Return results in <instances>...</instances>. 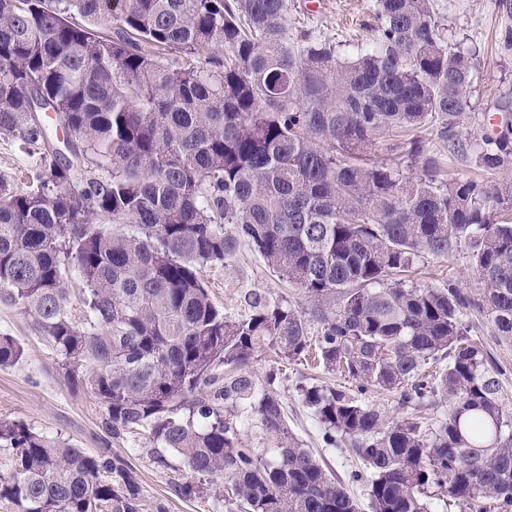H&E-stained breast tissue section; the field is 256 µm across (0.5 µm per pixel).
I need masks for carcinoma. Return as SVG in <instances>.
Instances as JSON below:
<instances>
[{"mask_svg":"<svg viewBox=\"0 0 512 512\" xmlns=\"http://www.w3.org/2000/svg\"><path fill=\"white\" fill-rule=\"evenodd\" d=\"M286 14L287 0H0V133L42 159L32 189L0 181V303L31 315L58 374L95 394L112 430L151 423L191 475L230 481L244 512H359L243 372L263 346L288 360L313 349L324 370L404 406L450 402L432 427L305 390L324 442L362 461L371 512H434L433 498L512 512V412L464 323L477 311L512 341V179H444L416 137L368 157L379 132L427 124L459 144L473 54L448 47L430 0H377L376 38L348 57L290 39ZM36 95L72 156L50 152ZM473 152L486 172L509 169L512 117ZM241 242L310 308L249 292L227 317L201 271ZM462 243L479 293L406 284L420 259ZM22 354L0 336L1 367ZM222 366L235 375L219 396L249 402L263 454L199 396ZM2 443L0 501L19 512H143L118 459L20 421L0 422Z\"/></svg>","mask_w":512,"mask_h":512,"instance_id":"cac0c4a2","label":"carcinoma"}]
</instances>
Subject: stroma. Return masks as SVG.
<instances>
[{
    "label": "stroma",
    "mask_w": 512,
    "mask_h": 512,
    "mask_svg": "<svg viewBox=\"0 0 512 512\" xmlns=\"http://www.w3.org/2000/svg\"><path fill=\"white\" fill-rule=\"evenodd\" d=\"M434 9L446 25L448 40L474 55L475 69L470 92L472 111L463 120L461 145L449 149L447 140L436 128L421 129L426 149L441 163L443 177L478 176L470 145L486 130L488 115L501 111L505 100L512 99V0H433ZM376 0H288V32L308 35L311 40L336 46L350 53L354 43L372 40ZM41 165L38 150L23 148L15 137L0 134V177L16 192L26 190ZM204 281L214 302L226 316L244 313L243 298L256 291L274 298L302 303L303 297L288 282L266 267L247 244H240L226 264L208 267ZM407 282L439 287L456 282L459 287L476 291L471 261L465 249L451 259L427 257L406 275ZM466 320L474 338L479 339L498 368L497 378L506 406L512 410V342L498 340L493 324L479 313ZM13 336L24 353L15 365L0 367V421H21L34 431L86 453H107L130 464L138 474L145 504L144 512H154L161 503L167 512H238L235 498L229 497L227 484L208 486L202 494L185 496L184 484L191 475L184 469L175 451L161 447L148 429L133 433H111L106 411L94 395L67 385L57 372V358L46 341L35 332L32 318L24 308L0 305V334ZM257 390L273 389L288 415L293 433L310 448L323 466L344 484L359 504L366 506L367 482L360 479L362 464L345 445L327 446L323 428L304 401L303 388L312 385L342 387L360 392L366 404L394 420L426 417L428 423L444 419L450 406L441 400L432 406L402 407L398 394L367 388L358 391L355 382L324 371L306 360L288 361L272 349L254 352L247 367Z\"/></svg>",
    "instance_id": "1"
}]
</instances>
